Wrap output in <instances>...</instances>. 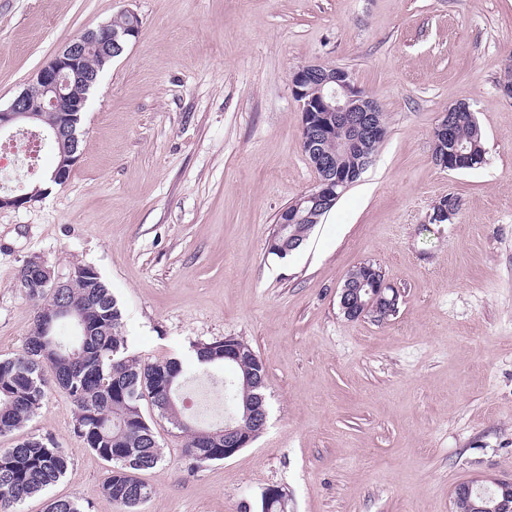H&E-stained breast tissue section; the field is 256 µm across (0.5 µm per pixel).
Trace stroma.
<instances>
[{
  "label": "stroma",
  "mask_w": 512,
  "mask_h": 512,
  "mask_svg": "<svg viewBox=\"0 0 512 512\" xmlns=\"http://www.w3.org/2000/svg\"><path fill=\"white\" fill-rule=\"evenodd\" d=\"M134 12L141 33L104 68L64 186L0 209V358L18 353L38 309L20 286L28 257L59 279L95 268L123 314L128 351L181 359L176 400L200 427L190 347L233 336L266 370L268 423L221 462L190 466L186 438L142 401L164 460L142 472L138 512H259L269 487L288 512H452L454 487L512 475V0H0V106L73 37ZM348 70L374 97L387 136L360 179L280 258L267 243L282 209L311 190L298 66ZM468 103L485 161L448 171L433 131ZM457 213L431 223L439 202ZM370 262L397 312L350 320L351 270ZM52 388L0 448L51 435L66 475L26 499L121 512L102 494L110 463L74 434Z\"/></svg>",
  "instance_id": "35a3bbf8"
}]
</instances>
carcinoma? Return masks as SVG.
<instances>
[{"label":"carcinoma","instance_id":"obj_1","mask_svg":"<svg viewBox=\"0 0 512 512\" xmlns=\"http://www.w3.org/2000/svg\"><path fill=\"white\" fill-rule=\"evenodd\" d=\"M459 146L484 154L482 132L473 112L448 113ZM340 169L361 176L365 165L357 154L338 158ZM32 299L43 302L22 352L0 359V436L19 430L42 407L52 386L63 389L75 408L74 433L102 459L112 463L103 495L123 512H137L151 489L139 477L154 469L163 454L150 422L137 412L140 401L151 405L185 434V457L192 464L224 459V436L210 440L186 421L177 406L165 402L160 378H185L176 358L143 362L128 354L122 334L123 316L111 289L99 276H76L66 288L49 292L33 286ZM64 303L75 315L57 319L43 336L45 306ZM240 355L231 362L235 376L224 382L228 411L224 421L242 431H253L243 419L244 404L263 388L253 387L251 377L263 363L246 342L237 343ZM196 369L206 372L224 362V343L193 345ZM70 456L50 435L30 437L10 448H0V512H19V506L57 483L67 472Z\"/></svg>","mask_w":512,"mask_h":512}]
</instances>
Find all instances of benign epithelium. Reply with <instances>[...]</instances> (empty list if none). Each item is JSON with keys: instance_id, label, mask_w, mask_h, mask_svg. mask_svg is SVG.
<instances>
[{"instance_id": "7a95c632", "label": "benign epithelium", "mask_w": 512, "mask_h": 512, "mask_svg": "<svg viewBox=\"0 0 512 512\" xmlns=\"http://www.w3.org/2000/svg\"><path fill=\"white\" fill-rule=\"evenodd\" d=\"M140 33L141 22L133 13L129 23L119 29L107 23L84 31L71 39L37 72L32 88L16 96L7 109H0V132L15 127L57 143L61 159L51 174L53 184L65 185L78 160L76 123L89 90L99 79V69L87 65L86 58L92 55L104 63L123 53ZM315 78L320 80V90L309 98L306 85ZM291 88L302 114V134L309 163L323 175L310 191L302 195L303 201L311 203L308 212H301L299 206L280 212L276 234L269 238L267 249L281 258L298 250L305 242L303 238L294 239L296 226L312 218V214L334 205L349 187L351 176L336 169V157L322 147L331 130L338 125L347 130L348 137L336 145V152L343 154L359 153L367 144L380 142L386 136V127L375 115L377 104L354 84L347 70L321 63L302 65L292 72ZM48 112L57 118L49 130L42 125ZM437 163L447 170L468 167L472 165V153L460 150L449 154L445 152L438 156ZM43 193L45 190L38 185L24 194L0 193V208H19ZM34 263L44 273V284L54 289L65 285L63 280L54 276L44 260L31 257L21 269V287L27 286L26 268ZM396 299L397 291L371 274L361 279L356 288H341L339 304L346 318L358 320L367 318L366 310L370 307L387 308ZM244 417L257 433H262L268 418L265 396L254 397L245 406ZM253 440L252 433L229 426L224 428V458L234 456ZM461 498L468 500L470 512H512V477L477 476L463 481L453 490V501Z\"/></svg>"}]
</instances>
